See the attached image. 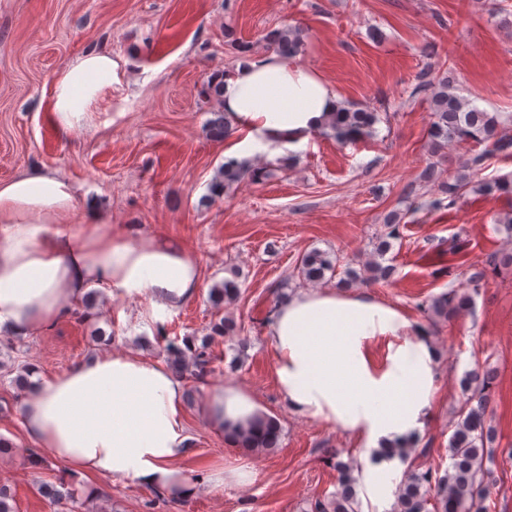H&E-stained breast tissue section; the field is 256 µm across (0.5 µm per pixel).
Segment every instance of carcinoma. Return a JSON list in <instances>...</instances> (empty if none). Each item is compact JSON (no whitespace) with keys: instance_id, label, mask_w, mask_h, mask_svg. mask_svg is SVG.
<instances>
[{"instance_id":"1","label":"carcinoma","mask_w":512,"mask_h":512,"mask_svg":"<svg viewBox=\"0 0 512 512\" xmlns=\"http://www.w3.org/2000/svg\"><path fill=\"white\" fill-rule=\"evenodd\" d=\"M264 41L273 52L288 58H294L302 51L300 32L284 26L268 30ZM427 96L430 108L429 137L431 153H436L442 145L452 141H473L478 144L489 142L497 151L512 149V132L501 120L497 112L490 113L470 105L468 101L455 93V87L446 77L433 75L432 66H426L417 77V84L410 96ZM381 121L380 113L369 110L358 103L336 102V109L328 113L321 128L330 132L339 143H352L360 137L374 133V126ZM209 132L214 139H225L232 129L222 112L213 113L208 122ZM485 154L471 155L463 165V170L453 179L443 182L437 190L438 197L433 204L441 206L455 205L467 192L482 195L512 197V178H499L492 182L475 183L470 172L480 169ZM268 170L264 166H255L248 161H229L220 169L210 185V196L224 195L232 187L248 178L260 182L266 178ZM405 214L392 212L384 224V234L378 245L377 257L367 263L368 280L388 282L396 272L393 264H384V258L390 241L400 238V228ZM338 264L317 249L302 255L297 272L303 281L317 284L326 278V273L337 272ZM486 277V269H476L460 281L448 293L434 298L424 306L430 320L446 319L469 309L473 295L478 293ZM241 288L237 281L226 279L213 285L209 291V300L218 310L224 305L238 300ZM169 364L181 375L202 378L212 362L208 344L199 346L185 341V347L171 341L167 345ZM494 374L490 370L472 369L464 372L460 387L466 397L465 407L452 425L448 440L449 466L442 476L432 471L413 472L400 485L396 506L393 512H485L484 501L493 472L486 467L489 458L488 445L495 439V429L487 420V405ZM282 428L277 420L264 417L241 431L239 446L254 452H266L279 447ZM411 446L405 442H391L380 449L378 458L390 460L408 457ZM333 467L339 474L336 495L327 501L315 505V512H358L357 478L354 476L353 462L338 460ZM433 509H428V506Z\"/></svg>"}]
</instances>
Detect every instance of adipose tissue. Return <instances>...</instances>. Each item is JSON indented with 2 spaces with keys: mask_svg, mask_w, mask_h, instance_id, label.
<instances>
[{
  "mask_svg": "<svg viewBox=\"0 0 512 512\" xmlns=\"http://www.w3.org/2000/svg\"><path fill=\"white\" fill-rule=\"evenodd\" d=\"M113 68L110 54L90 50L54 75L47 107L59 136L88 122L112 87ZM223 82L224 112L240 136L234 149L245 157L299 145L336 106L331 85L275 54L246 59ZM100 224L54 172L0 181V329L38 335L94 285L148 295L156 311L197 297L199 268L183 245L130 227L106 234ZM267 334L275 382L292 411L350 431L369 448L422 428L437 391L433 350L398 309L365 292L305 291L275 309ZM387 335L401 341L376 361L368 341ZM183 393L161 361L100 352L42 379L23 403V426L86 482L128 479L188 499L199 483L178 467L192 440ZM263 413L234 386L209 388L201 408L207 427L230 444Z\"/></svg>",
  "mask_w": 512,
  "mask_h": 512,
  "instance_id": "ef3b65f1",
  "label": "adipose tissue"
}]
</instances>
